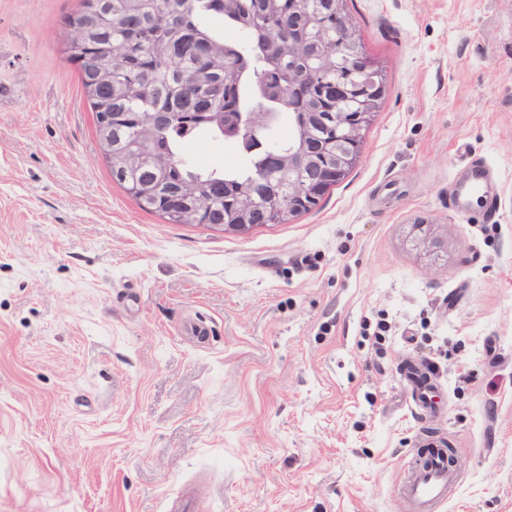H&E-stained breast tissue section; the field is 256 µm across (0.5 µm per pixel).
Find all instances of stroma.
I'll use <instances>...</instances> for the list:
<instances>
[{
  "label": "stroma",
  "instance_id": "obj_1",
  "mask_svg": "<svg viewBox=\"0 0 512 512\" xmlns=\"http://www.w3.org/2000/svg\"><path fill=\"white\" fill-rule=\"evenodd\" d=\"M78 6L0 0V512H168L186 485L196 512H408L434 437L459 460L440 512H512V0H353L386 78L361 158L245 235L113 183ZM470 159L494 220L451 200Z\"/></svg>",
  "mask_w": 512,
  "mask_h": 512
}]
</instances>
